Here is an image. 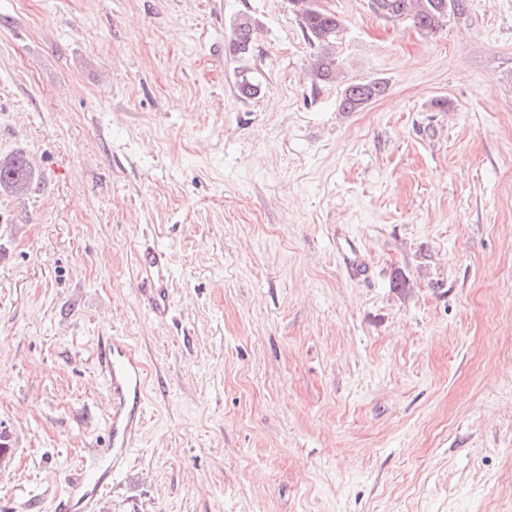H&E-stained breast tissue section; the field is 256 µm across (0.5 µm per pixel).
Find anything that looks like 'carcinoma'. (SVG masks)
I'll use <instances>...</instances> for the list:
<instances>
[{
    "mask_svg": "<svg viewBox=\"0 0 512 512\" xmlns=\"http://www.w3.org/2000/svg\"><path fill=\"white\" fill-rule=\"evenodd\" d=\"M298 24L309 42L319 48L311 70L315 83L336 80L340 63L334 51L337 33L343 29L342 19L336 13L319 8L312 0H295ZM469 8V0H371L374 14L384 20L410 19L427 35H434L451 18L464 14ZM255 39V28L251 18L239 15L232 28L229 52L235 55L247 54ZM386 86L383 82L370 80L348 82L338 100V110L355 112L381 96ZM40 177L26 154L12 152L0 157V195L24 198L36 191Z\"/></svg>",
    "mask_w": 512,
    "mask_h": 512,
    "instance_id": "obj_1",
    "label": "carcinoma"
}]
</instances>
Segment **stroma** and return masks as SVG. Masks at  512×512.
Here are the masks:
<instances>
[{"label": "stroma", "mask_w": 512, "mask_h": 512, "mask_svg": "<svg viewBox=\"0 0 512 512\" xmlns=\"http://www.w3.org/2000/svg\"><path fill=\"white\" fill-rule=\"evenodd\" d=\"M317 2L329 83L291 0H0V156L41 177L0 196V512H54L94 445L105 333L149 380L102 512H512V0L433 36ZM299 2L302 4L296 10L298 24L308 41L320 49L311 70L312 81H335L340 63L334 47L337 33L343 29V21L335 12L315 6L311 0L294 1L295 4ZM255 39V28L251 18L246 14L239 15L232 28L229 51L235 55L247 54ZM385 89V84L377 80L348 82L345 84L338 100V110L341 112H355L371 100L381 96ZM336 246L338 252L343 257L347 273L354 277L361 275L364 261L355 240L350 237H345L344 243H339ZM137 269L140 287L148 292L149 308L156 316L165 315L168 309L166 288L170 277L165 253L154 246H142L138 252Z\"/></svg>", "instance_id": "obj_1"}]
</instances>
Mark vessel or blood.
<instances>
[{"mask_svg": "<svg viewBox=\"0 0 512 512\" xmlns=\"http://www.w3.org/2000/svg\"><path fill=\"white\" fill-rule=\"evenodd\" d=\"M337 250L347 273L361 275L364 261L355 240L345 238ZM137 269L151 311L165 315L170 277L165 253L142 246ZM95 363L108 400L104 435L87 458L69 470L66 492L58 499L55 512H100L103 498L111 491L114 476L126 466L146 420L147 372L129 338L115 334L99 337Z\"/></svg>", "mask_w": 512, "mask_h": 512, "instance_id": "b4317fda", "label": "vessel or blood"}]
</instances>
